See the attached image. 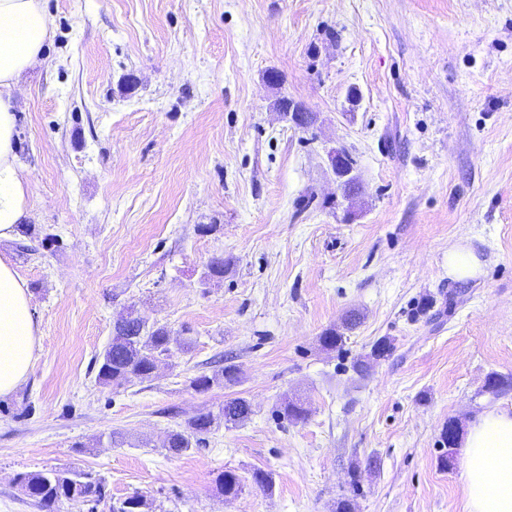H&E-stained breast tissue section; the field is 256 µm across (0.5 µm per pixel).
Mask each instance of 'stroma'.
I'll use <instances>...</instances> for the list:
<instances>
[{"mask_svg":"<svg viewBox=\"0 0 512 512\" xmlns=\"http://www.w3.org/2000/svg\"><path fill=\"white\" fill-rule=\"evenodd\" d=\"M43 4L52 37L14 92L31 232L0 244L39 336L0 396V512H39L19 474L68 468L106 498L56 512L137 492L153 512H466L443 433L512 406V387L484 389L512 378V0ZM284 96L316 123L286 122ZM458 245L477 277H449ZM216 257L224 275L206 279ZM130 310L166 326L172 352L151 379L99 383ZM352 311L360 324L323 349ZM216 360L239 383L195 391ZM234 397L247 421L165 450ZM291 398L305 421L280 418ZM228 469L234 499L216 486Z\"/></svg>","mask_w":512,"mask_h":512,"instance_id":"stroma-1","label":"stroma"}]
</instances>
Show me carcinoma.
<instances>
[{
    "mask_svg": "<svg viewBox=\"0 0 512 512\" xmlns=\"http://www.w3.org/2000/svg\"><path fill=\"white\" fill-rule=\"evenodd\" d=\"M171 335L164 325L149 326L135 312L114 324L112 339L102 354L97 378L103 384H122L133 379L140 381L152 377L157 363L170 353ZM239 382L238 370L232 365L194 377L192 386L205 392L215 385L233 386ZM251 409L243 398H231L224 402L218 413L199 412L185 421L182 429L168 435L165 448L172 455H181L197 444L201 436L209 433L219 422L238 424L248 419ZM283 419L298 423L307 418L308 411L299 400H289L280 410ZM18 482L33 499L41 512H54L63 500L81 497L99 504L106 497L101 481L81 471L47 470L19 476ZM224 497L232 499L242 492L243 484L233 470H226L218 477ZM149 503L141 495L123 500L113 512H148Z\"/></svg>",
    "mask_w": 512,
    "mask_h": 512,
    "instance_id": "carcinoma-1",
    "label": "carcinoma"
}]
</instances>
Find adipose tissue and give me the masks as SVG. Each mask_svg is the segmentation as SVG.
Instances as JSON below:
<instances>
[{
	"label": "adipose tissue",
	"mask_w": 512,
	"mask_h": 512,
	"mask_svg": "<svg viewBox=\"0 0 512 512\" xmlns=\"http://www.w3.org/2000/svg\"><path fill=\"white\" fill-rule=\"evenodd\" d=\"M50 26L41 0H0V242L32 217L31 186L15 150L12 93L42 57ZM37 336L30 294L0 259V395L28 374ZM467 512H512V407L491 406L470 425L461 458Z\"/></svg>",
	"instance_id": "ef3b65f1"
}]
</instances>
